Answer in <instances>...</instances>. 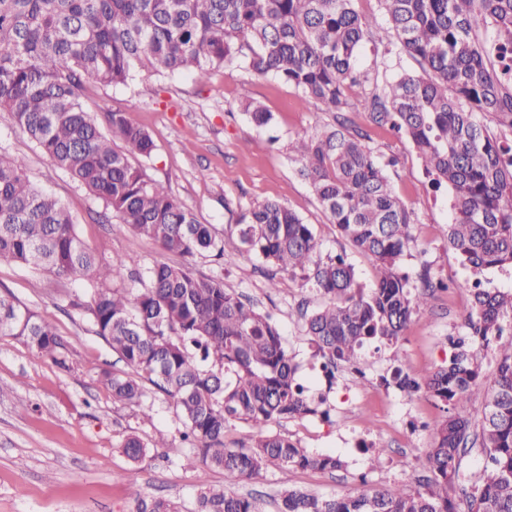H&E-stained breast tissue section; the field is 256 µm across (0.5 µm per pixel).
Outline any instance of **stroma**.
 Segmentation results:
<instances>
[{"label": "stroma", "instance_id": "stroma-1", "mask_svg": "<svg viewBox=\"0 0 512 512\" xmlns=\"http://www.w3.org/2000/svg\"><path fill=\"white\" fill-rule=\"evenodd\" d=\"M359 65L382 84L398 71L420 70L409 56H384L369 43L360 51ZM245 95L272 112L269 126L260 128L250 121L241 107ZM83 102L97 117L115 109L129 112L152 135L156 151L143 163L148 176L201 223L211 225L217 242L224 245L226 260L203 253L192 261L194 272L223 280L225 288L271 313L299 366V380L326 398L328 416L284 420L275 430L309 452L341 457L343 468L332 473L271 468L235 483L234 491L256 498L265 512H276L274 501L288 487L326 497L351 493L363 483L373 488H422L432 444L429 426L441 417L443 405L426 393L410 395L385 385L383 379L399 367L420 380L448 361L450 338L468 332L471 300L463 284L473 275L443 234L451 220L453 192L432 189L403 132L368 129L381 159H396L389 171L392 186L416 217L402 267L410 278L426 269L454 287L435 293L415 312L396 345L364 348L369 364L365 377L344 365L329 383L297 315L299 304L314 308L322 297L301 277L274 272L256 257L238 253V242L226 227L241 210L276 200L310 224L322 253L347 251L346 241L289 158L291 141L333 126V114L303 108L293 87L238 66L216 71L205 82L190 73L138 71L126 84L90 87ZM0 153L26 157L32 183L61 200L88 248L127 257L138 277L125 280V287H143L142 276L153 265L182 264L181 256L130 229L95 222L102 202L43 156L7 112H0ZM347 253L359 285L373 287L370 262L357 252ZM66 287V282L0 260V294L12 295L51 322L68 343V367L62 370L36 359L22 339L0 335V512H136L137 498L129 490L133 484L141 497L167 498L181 512H192L202 485L223 488V471L187 466L191 450L181 440L183 426L163 399L155 400L147 416L138 407L113 401L99 374L122 369L123 363L96 335L88 315L60 301ZM409 415L417 422L412 433L405 426ZM159 432L166 434L168 447L151 449L138 463L124 455L121 444L126 436L147 441ZM375 450L382 453L376 466L370 463Z\"/></svg>", "mask_w": 512, "mask_h": 512}]
</instances>
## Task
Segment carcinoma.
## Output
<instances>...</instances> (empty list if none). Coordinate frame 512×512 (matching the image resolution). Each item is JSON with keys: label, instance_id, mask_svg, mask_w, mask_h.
<instances>
[{"label": "carcinoma", "instance_id": "1", "mask_svg": "<svg viewBox=\"0 0 512 512\" xmlns=\"http://www.w3.org/2000/svg\"><path fill=\"white\" fill-rule=\"evenodd\" d=\"M384 22L361 15L356 0H0V112L59 169L103 201L102 222L116 223L162 250L192 259L224 255L211 226L198 221L132 161L151 157L150 133L121 110L105 113L107 138L81 95L90 82L124 84L138 70L190 72L242 66L293 87L302 102L331 112L336 128L296 139L289 157L311 186L340 236L375 270L372 288L358 287L345 254L320 256L310 225L277 201L240 213L229 226L239 252L277 270L306 274L329 303L303 313L304 330L322 359L327 382L336 367L365 377L363 348L395 345L431 291L448 285L423 274L421 289L401 271L414 212L394 194L387 167L348 116L409 137L431 186L454 194L446 238L474 275L512 266V0H377ZM397 48L423 74L399 73L384 88L357 65L363 42ZM357 91L356 99L350 98ZM244 112L258 127L272 113L245 95ZM121 141L117 146L111 139ZM0 258L80 284L84 297L61 294L87 313L96 334L131 369L103 372L116 402L152 409L150 389L168 398L194 449L191 466L224 471L235 483L270 467L336 471L339 459L312 454L271 430L282 420L314 415L324 402L297 382L293 357L275 319L186 265L156 264L145 287L119 288L127 261L107 260L79 238L56 197L31 183L22 157L0 154ZM469 340H450L448 364L424 382L402 369L391 381L407 393L424 390L447 405L429 429L430 473L423 490L365 485L341 497L300 489L279 494L277 512H460L448 485L463 477L461 458L472 428L470 405L486 396L476 435L482 472L465 494L467 512H512V334L502 325L512 291L472 288ZM0 334L19 337L38 358L66 364L56 328L29 308L0 297ZM496 364L485 383L480 351ZM253 431L246 448L224 442L234 422ZM159 434L121 445L137 462L166 448ZM137 512H181L164 498L137 499ZM193 512H263L252 497L205 486Z\"/></svg>", "mask_w": 512, "mask_h": 512}]
</instances>
